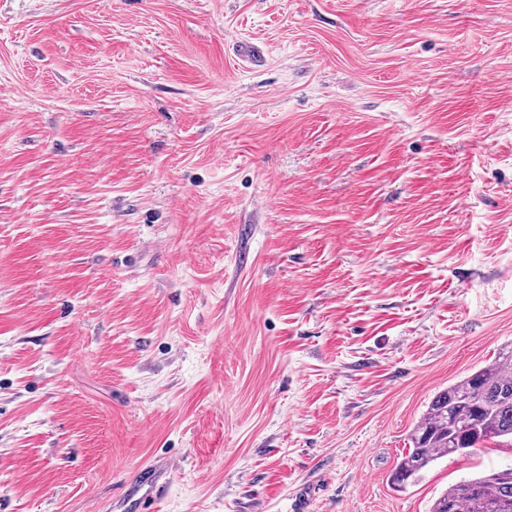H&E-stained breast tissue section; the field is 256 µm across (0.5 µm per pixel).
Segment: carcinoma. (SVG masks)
I'll use <instances>...</instances> for the list:
<instances>
[{"label": "carcinoma", "instance_id": "cac0c4a2", "mask_svg": "<svg viewBox=\"0 0 512 512\" xmlns=\"http://www.w3.org/2000/svg\"><path fill=\"white\" fill-rule=\"evenodd\" d=\"M495 439L512 446V345L433 398L410 434L411 447L391 474L392 484L415 483L437 460ZM431 512H512V467L456 482Z\"/></svg>", "mask_w": 512, "mask_h": 512}]
</instances>
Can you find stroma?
Instances as JSON below:
<instances>
[{"label": "stroma", "instance_id": "1", "mask_svg": "<svg viewBox=\"0 0 512 512\" xmlns=\"http://www.w3.org/2000/svg\"><path fill=\"white\" fill-rule=\"evenodd\" d=\"M510 343L512 0H0V512H430ZM409 439L412 446L391 474L398 488L417 482L438 459L466 456L489 440L512 447V345L437 394ZM166 471L157 464L139 469L126 485L124 494L112 505L120 512H152L151 506L165 490Z\"/></svg>", "mask_w": 512, "mask_h": 512}]
</instances>
